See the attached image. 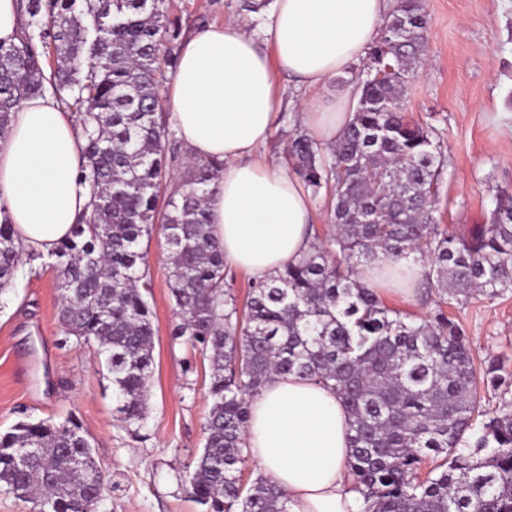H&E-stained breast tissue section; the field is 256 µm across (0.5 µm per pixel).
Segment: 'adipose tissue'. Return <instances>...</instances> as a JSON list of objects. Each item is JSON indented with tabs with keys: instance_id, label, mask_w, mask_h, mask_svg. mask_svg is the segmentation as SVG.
Returning <instances> with one entry per match:
<instances>
[{
	"instance_id": "obj_1",
	"label": "adipose tissue",
	"mask_w": 512,
	"mask_h": 512,
	"mask_svg": "<svg viewBox=\"0 0 512 512\" xmlns=\"http://www.w3.org/2000/svg\"><path fill=\"white\" fill-rule=\"evenodd\" d=\"M387 0H275L260 36L227 22L189 36L170 94L178 138L223 162L208 201L226 266L262 279L297 262L314 233L308 192L287 171L254 162L278 112L273 69L302 92L300 119L331 144L352 119L346 92L321 89L377 40ZM272 45L268 58L263 45ZM81 129L51 93L26 101L0 137V206L27 250L51 254L90 203ZM246 442L294 512H358L347 472L350 418L332 388L274 377L250 402Z\"/></svg>"
}]
</instances>
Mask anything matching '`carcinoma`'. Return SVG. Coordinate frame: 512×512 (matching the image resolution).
<instances>
[{
  "mask_svg": "<svg viewBox=\"0 0 512 512\" xmlns=\"http://www.w3.org/2000/svg\"><path fill=\"white\" fill-rule=\"evenodd\" d=\"M18 41L0 43V137L44 82L82 130L91 208L49 255L60 320L94 343L112 383L118 420L145 419L153 373L152 277L141 248L162 226L170 259L174 335L209 355L212 404L188 493L201 512H292L288 494L262 473L249 482L250 400L274 375L334 389L351 419L347 464L362 512H512V398L484 408L471 344L446 308L478 293L512 292V196L499 194L489 222L467 237L438 216L444 155L432 127L405 117L430 26L423 0H399L368 60L393 74L351 77L352 122L327 148L296 133L288 154L304 187L331 193L334 234L314 237L293 266L249 286L238 306L224 253L208 221L210 184L224 163L197 159L165 194L177 152L166 149L163 69L179 59L177 22L165 0H22ZM412 259L435 291L415 317L387 306L361 279L379 260ZM28 253L0 208V293ZM490 362L483 378L506 385ZM20 448H37L16 467ZM441 462L429 470V455ZM102 471L81 423L26 419L0 431V488L37 512H96Z\"/></svg>",
  "mask_w": 512,
  "mask_h": 512,
  "instance_id": "1",
  "label": "carcinoma"
}]
</instances>
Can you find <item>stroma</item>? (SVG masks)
Segmentation results:
<instances>
[{
    "mask_svg": "<svg viewBox=\"0 0 512 512\" xmlns=\"http://www.w3.org/2000/svg\"><path fill=\"white\" fill-rule=\"evenodd\" d=\"M183 34L235 21L260 33L270 10H241L240 0H168ZM428 44L409 87L408 118L432 125L446 158L440 182L441 224L457 235L486 223L497 194L512 195V0H424ZM301 99L286 93L276 128L258 152L292 169L288 133L301 128ZM153 280L154 373L143 423L115 415L112 384L95 346L66 335L50 264L20 270L0 294V429L31 417L76 418L94 441L107 475L98 512H200L188 475L204 443L210 409V362L174 335L178 318L168 288L164 238L147 246ZM474 350L477 372L503 362L512 382V293L474 295L449 308Z\"/></svg>",
    "mask_w": 512,
    "mask_h": 512,
    "instance_id": "obj_1",
    "label": "stroma"
}]
</instances>
